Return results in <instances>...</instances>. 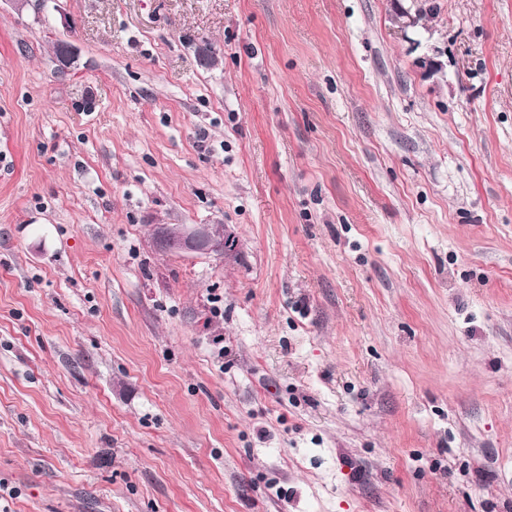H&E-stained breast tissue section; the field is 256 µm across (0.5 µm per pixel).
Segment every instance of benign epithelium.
I'll return each mask as SVG.
<instances>
[{"label": "benign epithelium", "mask_w": 512, "mask_h": 512, "mask_svg": "<svg viewBox=\"0 0 512 512\" xmlns=\"http://www.w3.org/2000/svg\"><path fill=\"white\" fill-rule=\"evenodd\" d=\"M153 243L163 251L186 255H217L232 253L235 237L223 226L212 224H155L151 229Z\"/></svg>", "instance_id": "benign-epithelium-1"}]
</instances>
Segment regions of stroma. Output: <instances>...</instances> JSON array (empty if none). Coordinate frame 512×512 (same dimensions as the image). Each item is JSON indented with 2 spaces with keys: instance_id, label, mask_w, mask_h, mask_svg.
<instances>
[{
  "instance_id": "35a3bbf8",
  "label": "stroma",
  "mask_w": 512,
  "mask_h": 512,
  "mask_svg": "<svg viewBox=\"0 0 512 512\" xmlns=\"http://www.w3.org/2000/svg\"><path fill=\"white\" fill-rule=\"evenodd\" d=\"M0 484L512 512V0H0ZM153 243L163 251L186 255L231 254L236 248L235 237L222 225L212 224H153Z\"/></svg>"
}]
</instances>
